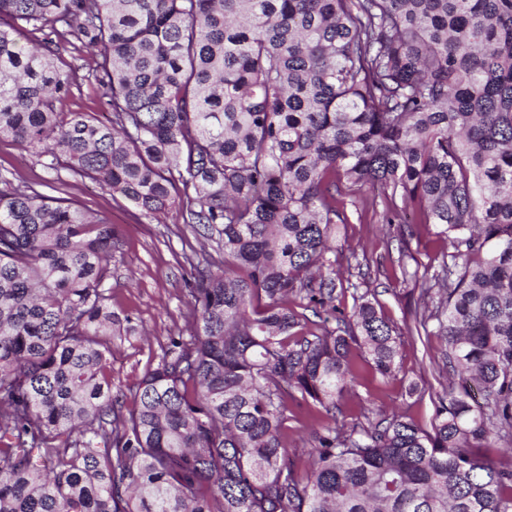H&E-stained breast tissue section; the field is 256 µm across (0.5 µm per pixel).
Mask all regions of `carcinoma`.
<instances>
[{
	"label": "carcinoma",
	"mask_w": 512,
	"mask_h": 512,
	"mask_svg": "<svg viewBox=\"0 0 512 512\" xmlns=\"http://www.w3.org/2000/svg\"><path fill=\"white\" fill-rule=\"evenodd\" d=\"M0 139L155 216L182 204L222 259L195 330L125 410L107 377L121 235L0 190V512H512V0H0ZM43 35L21 43L22 28ZM100 48L111 124L58 104L71 30ZM434 226L415 327L449 382L430 427L356 395L402 328L327 258L341 185ZM357 272H352V269ZM352 291L346 311L343 298ZM336 327L298 334L306 312ZM321 418L297 461L288 402Z\"/></svg>",
	"instance_id": "cac0c4a2"
}]
</instances>
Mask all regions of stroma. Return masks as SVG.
Returning <instances> with one entry per match:
<instances>
[{
    "label": "stroma",
    "instance_id": "35a3bbf8",
    "mask_svg": "<svg viewBox=\"0 0 512 512\" xmlns=\"http://www.w3.org/2000/svg\"><path fill=\"white\" fill-rule=\"evenodd\" d=\"M58 109L86 113L102 123L110 117L103 87L83 76ZM50 162L48 154L22 148L7 138L0 140V189L25 185L64 197L89 213L107 217L120 229L122 244L113 252L110 267L112 309L124 332L112 339V386L125 391L136 388L147 370L166 356L171 337L189 335L194 328L187 290L199 237L185 224L181 204L147 217L108 188L53 169ZM369 196L366 189L340 196L339 208L348 221L337 225L335 245L365 257L368 288L375 291L384 313L401 323L411 319L420 290L413 282L402 281L397 262L388 255L387 243L398 235V225H381L378 212L365 205ZM438 344L434 337L404 334L395 377L383 381L370 368H363L358 394L429 426L434 402L443 392L429 363V354Z\"/></svg>",
    "mask_w": 512,
    "mask_h": 512
}]
</instances>
